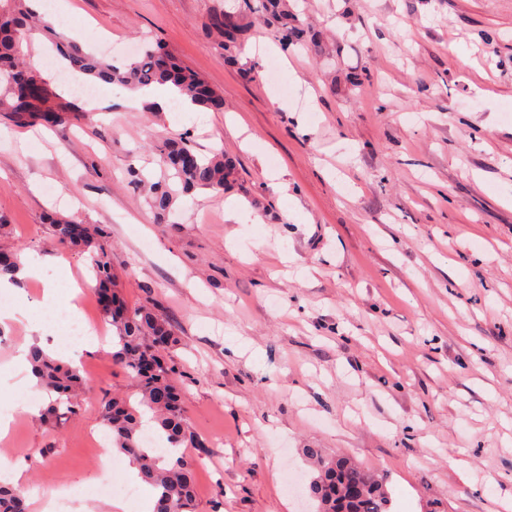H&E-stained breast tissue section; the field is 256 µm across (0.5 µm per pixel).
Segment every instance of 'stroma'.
Listing matches in <instances>:
<instances>
[{
	"label": "stroma",
	"instance_id": "1",
	"mask_svg": "<svg viewBox=\"0 0 512 512\" xmlns=\"http://www.w3.org/2000/svg\"><path fill=\"white\" fill-rule=\"evenodd\" d=\"M231 0H41L47 19L115 65L164 43L224 95L163 112L101 83L65 126L0 114V252L40 257L0 324V402L31 328L59 334L89 254L56 244L49 212L103 227L128 305L153 299L182 343L195 512H313L305 449L386 484L390 512H508L512 503V0H296L318 49L255 26L229 65L206 24ZM472 64H462L461 55ZM254 69L243 78L240 67ZM223 149L238 179L182 197L157 223L129 166L163 173V140ZM245 208L225 220L224 202ZM59 301L46 305V284ZM78 414H20L0 456H26L28 512L69 491L98 501V414L135 397L106 347L78 346Z\"/></svg>",
	"mask_w": 512,
	"mask_h": 512
}]
</instances>
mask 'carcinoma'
I'll return each instance as SVG.
<instances>
[{"label":"carcinoma","instance_id":"1","mask_svg":"<svg viewBox=\"0 0 512 512\" xmlns=\"http://www.w3.org/2000/svg\"><path fill=\"white\" fill-rule=\"evenodd\" d=\"M251 2L242 0L235 9L216 12L209 18L207 31L225 59L236 60L248 40L249 26L243 23V13L251 9L277 29L283 46L307 41L308 30L288 0H259L257 8ZM29 18L26 8L0 11V74L8 77L6 88L0 92V112L18 128L66 125L76 111L74 104L57 97L50 83L19 57V43L29 28ZM59 48L70 67L90 81L99 79L127 89L170 83L201 109H224L222 95L181 66L160 43L144 47L129 66H117L73 42L61 41ZM162 155L166 175L160 181L148 183L134 165L128 170L129 182L149 187L160 224L169 223L180 197L197 189L222 194L235 180L234 164L222 150L202 156L181 137L165 141ZM50 224L60 245L89 253L97 282L95 301L104 320L112 325V361L131 378L139 395L136 403L120 396L101 402L99 414L112 443L133 459L139 478L153 488V512H194L196 477L193 463L181 449L196 448L206 454L208 444L189 426L181 372L168 356V350L181 340L169 323L157 317L152 305L130 307L114 289L108 243L100 229L83 224L77 233L73 221L54 217ZM21 269L19 254L0 253V278H15ZM29 360L39 386L57 395L43 418L51 421L61 406L69 414L79 411L74 400L83 384L79 369L38 347L30 349ZM147 413L152 415L159 437L175 448L174 453L157 457L143 446ZM304 453L316 464L317 476L309 484V493L318 503L317 512H389L390 497L382 479L346 457H327L318 448H306ZM0 512H26L24 498L7 483H0Z\"/></svg>","mask_w":512,"mask_h":512}]
</instances>
